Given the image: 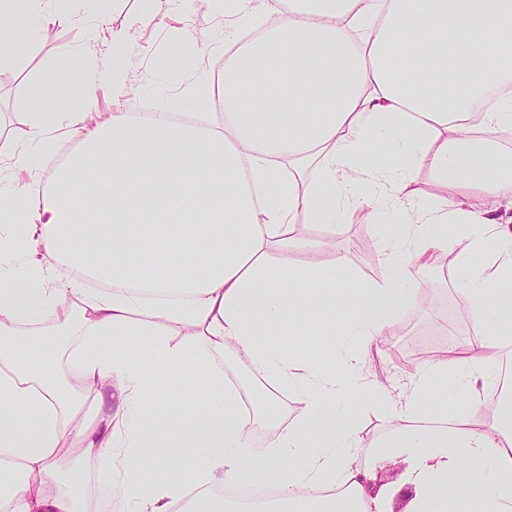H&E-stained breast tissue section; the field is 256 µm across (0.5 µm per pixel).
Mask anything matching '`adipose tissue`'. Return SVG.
<instances>
[{"label": "adipose tissue", "mask_w": 512, "mask_h": 512, "mask_svg": "<svg viewBox=\"0 0 512 512\" xmlns=\"http://www.w3.org/2000/svg\"><path fill=\"white\" fill-rule=\"evenodd\" d=\"M210 2L246 30L280 0ZM58 22L42 0H0V69ZM61 95L80 102L69 130L79 151L25 212L4 205L11 190L0 186V222L13 227L0 234V512H92V462L130 512H239L215 494L228 481L273 482L276 512H391L374 470L400 458L414 492L406 512H455L453 499L474 493L481 512H512V430L477 420L492 367L512 349V165L487 164L512 137V0H294L282 26L228 54L220 117L105 118L93 84ZM28 124L21 169L33 175L56 121L35 102ZM377 141L390 157L371 170L361 160ZM421 168L432 192L410 188ZM93 181L105 206L88 230L78 187ZM473 185L496 207L470 204ZM382 208L393 217L383 263L404 231L411 266L455 251L452 279L483 331L416 368L401 393L374 381L387 409L375 441L347 415V380L269 338L283 322L305 326L315 306L325 320L344 316L363 347L337 360L361 379L366 349L416 301L411 278L360 287L328 241L312 244L309 267L272 258L300 246L299 225ZM81 237L87 247L74 251ZM62 264L97 289L60 282ZM228 358L265 390V408L227 378ZM63 360L79 385L58 372ZM451 374L465 408H425L429 382ZM197 375L189 412L152 413L162 382ZM285 389L298 414L254 465L251 428ZM186 449L195 464L181 472ZM336 483L348 492L316 495Z\"/></svg>", "instance_id": "obj_1"}]
</instances>
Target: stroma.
Instances as JSON below:
<instances>
[{"label":"stroma","mask_w":512,"mask_h":512,"mask_svg":"<svg viewBox=\"0 0 512 512\" xmlns=\"http://www.w3.org/2000/svg\"><path fill=\"white\" fill-rule=\"evenodd\" d=\"M65 20L54 27L48 40L21 65L0 70V131L15 145L27 138V112L33 99H40L48 111L57 115V139L62 154L78 148L68 131L71 114L78 109L76 100L60 101L57 89L62 85L77 87L98 71L111 67L112 49L105 38L88 41L86 22L101 18L105 27L127 28L129 45L125 52L131 74L121 109L125 112L153 110L156 103L166 101L172 111L194 112L193 98L183 96L190 84L213 88L224 71L226 44L240 35L237 27L223 16L174 10L154 18L149 28H141L138 20L144 13V0H64ZM215 40L212 53L201 56L195 50L199 41ZM306 239L330 240L336 253L364 284L389 277L390 270L380 258L381 238L374 225L365 223L361 212H353L336 225L308 224ZM417 302L401 317L384 344L372 350L366 362L368 374L385 380L396 388H404L421 360L417 349L420 338L438 335L444 345L462 346L472 336L476 322L472 318L466 296L437 265L415 269ZM286 351H300L303 344L331 353L333 346L350 345L352 339L343 324L326 332L305 333L294 324L284 323L276 337ZM375 394L367 386L352 389L347 400L356 415L357 424L369 435L385 431L386 413L374 404Z\"/></svg>","instance_id":"1"}]
</instances>
